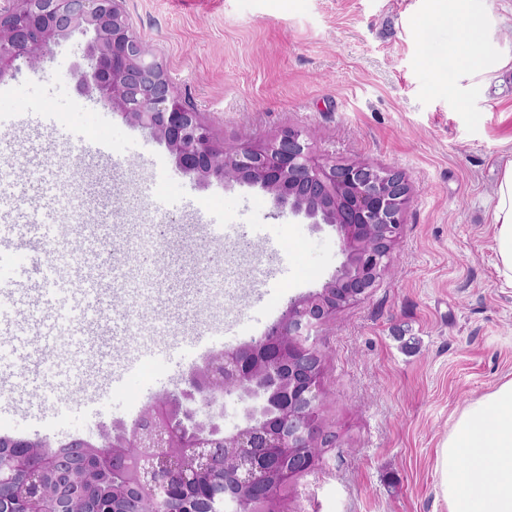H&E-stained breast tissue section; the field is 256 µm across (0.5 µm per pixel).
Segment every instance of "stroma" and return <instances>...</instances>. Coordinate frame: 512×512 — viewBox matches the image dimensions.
<instances>
[{
  "label": "stroma",
  "mask_w": 512,
  "mask_h": 512,
  "mask_svg": "<svg viewBox=\"0 0 512 512\" xmlns=\"http://www.w3.org/2000/svg\"><path fill=\"white\" fill-rule=\"evenodd\" d=\"M425 0H125L132 32L150 48L189 108L217 142L267 140L281 128L309 131L318 152L337 163L364 161L402 171L412 190L392 273L368 297L339 311L314 335L326 354L329 395L322 417L335 432L319 468L280 495L277 512H447L439 495L437 449L463 408L512 379V286L497 275L491 198L512 161V70L452 97L435 87L414 23ZM88 36L60 40L38 68L0 76V109L24 112L41 102L60 122L112 141L105 166L81 161L75 146L49 153L52 167L73 166L88 187L94 219L114 242L140 224H170L158 252L157 283L132 294L120 279L107 298L132 321L161 330L167 342L206 325V277L199 254H229L184 238L187 198L218 210L225 223L253 224L260 266L273 251L290 256L286 282L252 331L237 333L251 307L241 288L254 268L230 273L237 314L217 317L220 350L255 340L278 320L289 297L327 281L342 256L335 231L312 229L247 185L200 183L181 173L165 144L126 123L97 93L69 78ZM10 169L20 205L30 206L22 145L0 129V168ZM162 169L160 194L139 187ZM167 292L175 308L155 305ZM57 426L97 442L126 426L134 390L102 395L63 390Z\"/></svg>",
  "instance_id": "stroma-1"
}]
</instances>
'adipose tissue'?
<instances>
[{
    "label": "adipose tissue",
    "mask_w": 512,
    "mask_h": 512,
    "mask_svg": "<svg viewBox=\"0 0 512 512\" xmlns=\"http://www.w3.org/2000/svg\"><path fill=\"white\" fill-rule=\"evenodd\" d=\"M422 33L448 25L454 38L429 52L438 88L455 95L462 80L476 83L512 69V50L493 35L499 17L488 0H430L417 17ZM499 277L512 283V161L500 173L492 202ZM439 488L448 512H512V379L468 403L437 458Z\"/></svg>",
    "instance_id": "1"
}]
</instances>
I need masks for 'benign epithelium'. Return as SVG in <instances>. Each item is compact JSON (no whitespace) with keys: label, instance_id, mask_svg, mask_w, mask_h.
Here are the masks:
<instances>
[{"label":"benign epithelium","instance_id":"1","mask_svg":"<svg viewBox=\"0 0 512 512\" xmlns=\"http://www.w3.org/2000/svg\"><path fill=\"white\" fill-rule=\"evenodd\" d=\"M123 2L0 0V76L17 63L40 65L61 38L93 33L86 66L72 72L79 92L99 93L200 183L257 186L277 208L332 227L343 260L321 287L289 298L259 339L190 372L131 433L82 442L67 461L15 442L0 455V512H260L336 441L321 418L324 354L312 335L389 274L411 187L396 169L327 160L292 126L268 141L216 144L130 31ZM231 395L243 403V422L227 434L218 406ZM129 448L141 449L132 466ZM102 474L112 487L106 494L93 490Z\"/></svg>","mask_w":512,"mask_h":512}]
</instances>
